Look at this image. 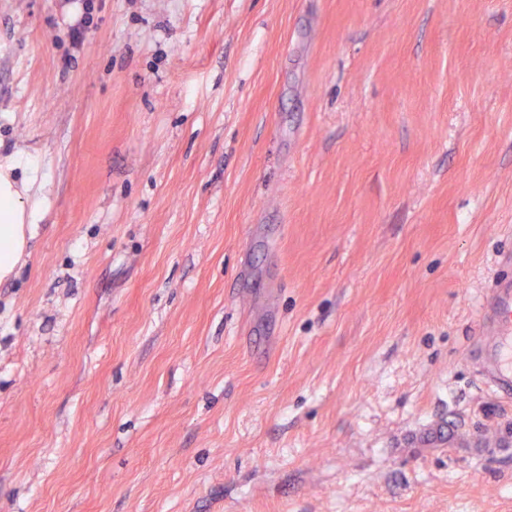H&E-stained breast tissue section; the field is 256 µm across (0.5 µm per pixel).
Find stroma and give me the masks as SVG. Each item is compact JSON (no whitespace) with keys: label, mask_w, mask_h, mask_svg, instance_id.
<instances>
[{"label":"stroma","mask_w":512,"mask_h":512,"mask_svg":"<svg viewBox=\"0 0 512 512\" xmlns=\"http://www.w3.org/2000/svg\"><path fill=\"white\" fill-rule=\"evenodd\" d=\"M9 154L0 512H512V0H0ZM15 159H0V281L9 278L26 253L29 241L39 226L37 206L27 208L23 200L29 179L20 183L13 177ZM470 357L481 382L502 398L512 396V280L496 281L480 297Z\"/></svg>","instance_id":"35a3bbf8"}]
</instances>
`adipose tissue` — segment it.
<instances>
[{"label": "adipose tissue", "instance_id": "ef3b65f1", "mask_svg": "<svg viewBox=\"0 0 512 512\" xmlns=\"http://www.w3.org/2000/svg\"><path fill=\"white\" fill-rule=\"evenodd\" d=\"M15 159L0 163V281L9 278L36 230V207L26 206L27 182L15 180Z\"/></svg>", "mask_w": 512, "mask_h": 512}]
</instances>
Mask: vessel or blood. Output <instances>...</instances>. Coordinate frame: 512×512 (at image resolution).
I'll list each match as a JSON object with an SVG mask.
<instances>
[{"label": "vessel or blood", "mask_w": 512, "mask_h": 512, "mask_svg": "<svg viewBox=\"0 0 512 512\" xmlns=\"http://www.w3.org/2000/svg\"><path fill=\"white\" fill-rule=\"evenodd\" d=\"M470 357L485 388L512 396V280L496 281L481 296Z\"/></svg>", "instance_id": "obj_1"}]
</instances>
